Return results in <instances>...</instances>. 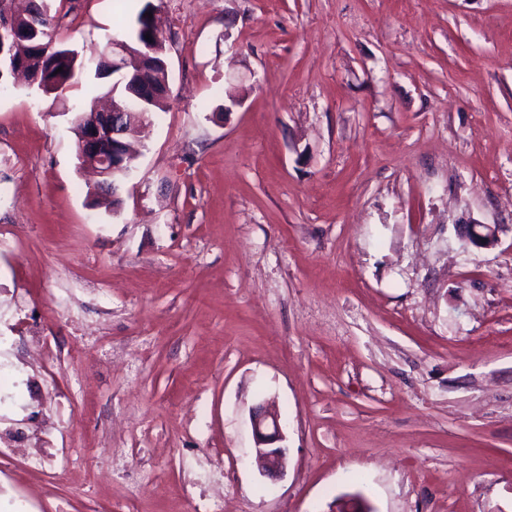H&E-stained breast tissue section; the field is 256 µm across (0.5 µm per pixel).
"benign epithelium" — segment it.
Segmentation results:
<instances>
[{"label": "benign epithelium", "mask_w": 512, "mask_h": 512, "mask_svg": "<svg viewBox=\"0 0 512 512\" xmlns=\"http://www.w3.org/2000/svg\"><path fill=\"white\" fill-rule=\"evenodd\" d=\"M112 72L122 73L136 56L129 44V37L114 38L109 46ZM126 116L124 101L112 98L104 109L88 113L78 152L80 166L94 170L99 177H125L131 170L133 153L128 142L130 129L120 126ZM464 237L471 243L489 248L496 244L497 234L489 224L473 221L464 226ZM255 441V456L260 473L276 479L284 474L287 448L281 419L271 404L260 405L251 419Z\"/></svg>", "instance_id": "obj_1"}]
</instances>
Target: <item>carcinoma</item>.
<instances>
[{"label": "carcinoma", "mask_w": 512, "mask_h": 512, "mask_svg": "<svg viewBox=\"0 0 512 512\" xmlns=\"http://www.w3.org/2000/svg\"><path fill=\"white\" fill-rule=\"evenodd\" d=\"M159 6L146 0L135 13L133 24V49L147 55L151 64L137 72L136 79L141 84L155 88V93L138 103L126 117V125L133 128L150 119L156 112L168 108V83L164 65L167 64L164 37L157 25ZM151 16H146V13ZM63 15L56 0H28L24 13L11 17L10 27L16 37L3 43L4 53L11 62L29 75L39 79L46 89L63 91L71 85L78 70L86 71L93 65L96 53L87 57L68 47L59 37ZM150 39H145V35ZM63 71H58V68Z\"/></svg>", "instance_id": "cac0c4a2"}]
</instances>
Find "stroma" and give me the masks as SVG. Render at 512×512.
<instances>
[{"mask_svg": "<svg viewBox=\"0 0 512 512\" xmlns=\"http://www.w3.org/2000/svg\"><path fill=\"white\" fill-rule=\"evenodd\" d=\"M130 15L80 0L61 36ZM160 16L169 108L118 212L76 157L93 78L0 86V512H512V0ZM464 237L471 243L489 248L496 244L498 238L495 228H492L489 224H481L476 221L464 226ZM251 423L260 473L277 479L284 474L287 459V448L278 445L284 440L280 415L272 404H262L253 412Z\"/></svg>", "mask_w": 512, "mask_h": 512, "instance_id": "stroma-1", "label": "stroma"}]
</instances>
